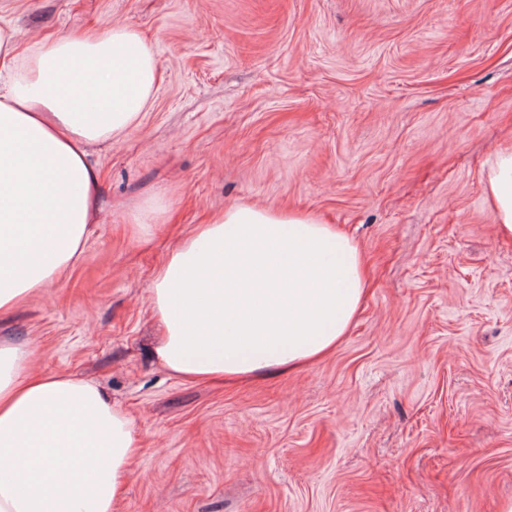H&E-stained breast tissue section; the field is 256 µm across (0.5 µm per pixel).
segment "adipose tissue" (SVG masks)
<instances>
[{
  "label": "adipose tissue",
  "instance_id": "ef3b65f1",
  "mask_svg": "<svg viewBox=\"0 0 512 512\" xmlns=\"http://www.w3.org/2000/svg\"><path fill=\"white\" fill-rule=\"evenodd\" d=\"M0 25V312L80 258L99 208L86 147L133 127L157 82L141 35L113 25L29 43ZM487 195L512 236V150ZM163 334L155 353L186 380L296 369L346 334L364 293L357 247L318 216L239 205L199 225L149 288ZM28 351L0 341V512H114L139 440L96 385L32 375Z\"/></svg>",
  "mask_w": 512,
  "mask_h": 512
}]
</instances>
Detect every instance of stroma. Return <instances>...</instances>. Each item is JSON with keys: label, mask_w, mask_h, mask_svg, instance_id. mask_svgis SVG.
Masks as SVG:
<instances>
[{"label": "stroma", "mask_w": 512, "mask_h": 512, "mask_svg": "<svg viewBox=\"0 0 512 512\" xmlns=\"http://www.w3.org/2000/svg\"><path fill=\"white\" fill-rule=\"evenodd\" d=\"M23 41L126 25L159 83L91 146L79 261L0 338L103 389L140 448L116 512H502L512 500V0H0ZM316 214L360 248L361 307L295 372L191 382L154 356L149 288L224 207ZM487 195L498 233L512 236V150L496 153L488 171Z\"/></svg>", "instance_id": "stroma-1"}]
</instances>
